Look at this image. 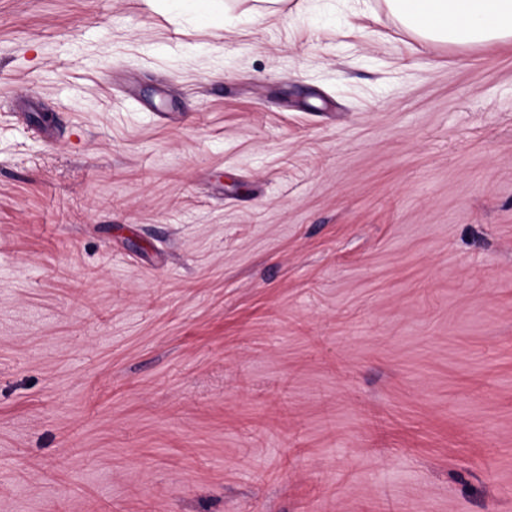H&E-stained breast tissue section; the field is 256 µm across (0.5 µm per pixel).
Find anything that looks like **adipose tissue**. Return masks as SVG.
Masks as SVG:
<instances>
[{
	"label": "adipose tissue",
	"mask_w": 512,
	"mask_h": 512,
	"mask_svg": "<svg viewBox=\"0 0 512 512\" xmlns=\"http://www.w3.org/2000/svg\"><path fill=\"white\" fill-rule=\"evenodd\" d=\"M386 4L425 41L472 46L512 40V0H386Z\"/></svg>",
	"instance_id": "obj_1"
}]
</instances>
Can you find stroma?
I'll return each mask as SVG.
<instances>
[{
  "label": "stroma",
  "instance_id": "1",
  "mask_svg": "<svg viewBox=\"0 0 512 512\" xmlns=\"http://www.w3.org/2000/svg\"><path fill=\"white\" fill-rule=\"evenodd\" d=\"M0 512H512V41L0 0Z\"/></svg>",
  "mask_w": 512,
  "mask_h": 512
}]
</instances>
